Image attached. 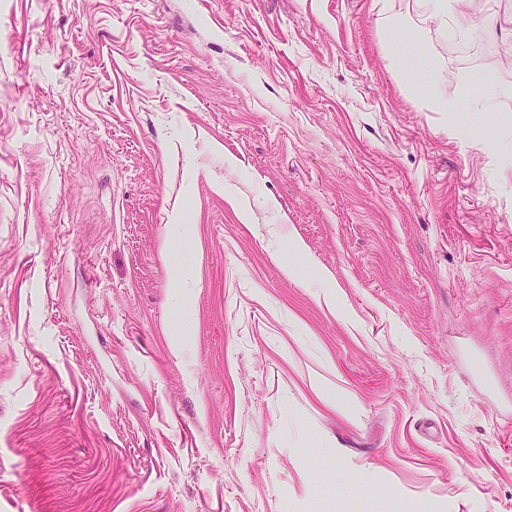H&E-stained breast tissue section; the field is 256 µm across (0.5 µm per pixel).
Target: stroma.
Here are the masks:
<instances>
[{
	"label": "stroma",
	"mask_w": 512,
	"mask_h": 512,
	"mask_svg": "<svg viewBox=\"0 0 512 512\" xmlns=\"http://www.w3.org/2000/svg\"><path fill=\"white\" fill-rule=\"evenodd\" d=\"M466 11L0 0V512H512V0Z\"/></svg>",
	"instance_id": "stroma-1"
}]
</instances>
